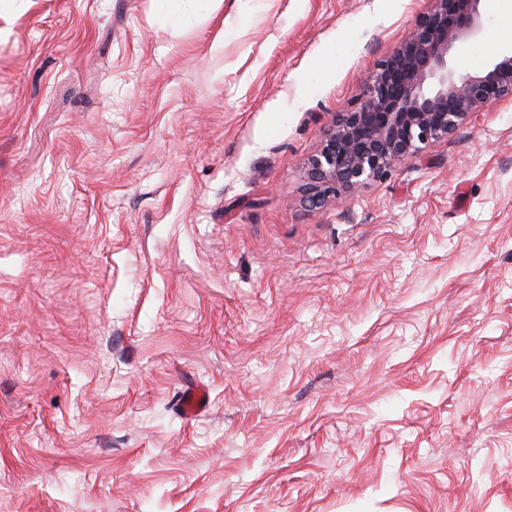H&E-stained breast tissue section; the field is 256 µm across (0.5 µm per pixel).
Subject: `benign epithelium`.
<instances>
[{
    "instance_id": "7a95c632",
    "label": "benign epithelium",
    "mask_w": 512,
    "mask_h": 512,
    "mask_svg": "<svg viewBox=\"0 0 512 512\" xmlns=\"http://www.w3.org/2000/svg\"><path fill=\"white\" fill-rule=\"evenodd\" d=\"M485 2L431 0L309 159L313 206L359 192L448 137L471 113L512 101V49L477 72L460 71L450 60L452 52L480 36Z\"/></svg>"
}]
</instances>
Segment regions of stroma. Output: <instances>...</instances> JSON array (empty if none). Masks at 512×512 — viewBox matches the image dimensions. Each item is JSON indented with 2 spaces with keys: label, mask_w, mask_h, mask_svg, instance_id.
<instances>
[{
  "label": "stroma",
  "mask_w": 512,
  "mask_h": 512,
  "mask_svg": "<svg viewBox=\"0 0 512 512\" xmlns=\"http://www.w3.org/2000/svg\"><path fill=\"white\" fill-rule=\"evenodd\" d=\"M430 5L0 0V512H512V102L305 201Z\"/></svg>",
  "instance_id": "stroma-1"
}]
</instances>
